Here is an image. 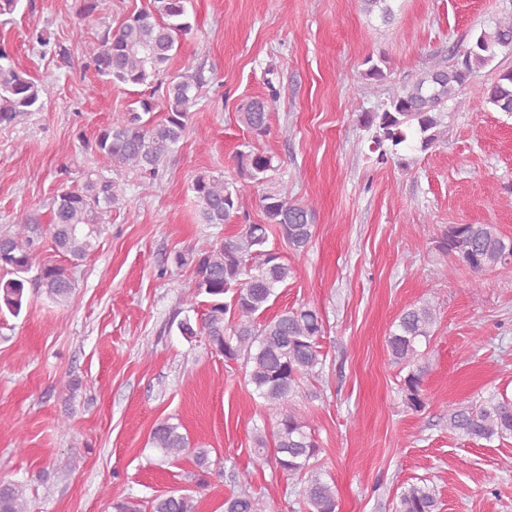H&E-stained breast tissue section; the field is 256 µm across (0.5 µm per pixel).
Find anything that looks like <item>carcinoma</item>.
I'll use <instances>...</instances> for the list:
<instances>
[{
  "mask_svg": "<svg viewBox=\"0 0 512 512\" xmlns=\"http://www.w3.org/2000/svg\"><path fill=\"white\" fill-rule=\"evenodd\" d=\"M189 0H153V6L127 16L118 26H105L98 48L84 67L92 68L106 82L123 85H155L162 91L160 102L139 100V108L118 114L100 127L86 144L91 153L110 163V169L86 171L77 190L62 191L51 202L50 219L42 226L31 213L18 217L13 230L0 234V311L20 315L26 301L27 284L33 282L58 304H66L74 281L68 270L54 263L38 267L34 279L25 277L36 265L43 233H48L57 251L77 264L92 252L104 229L108 212L126 201L123 176L133 174L141 187L155 184L164 160L176 151L188 132L191 109L205 84L202 65L187 57L179 70L168 65L177 54L179 39L191 33ZM111 0H83L85 16L105 14ZM32 39L62 58L68 49L50 41L43 29H34ZM512 51V19H504L475 35L456 64H437L411 84L388 96L378 112L361 115L370 133V152L376 163L397 161L401 152L415 148L425 152L448 134L444 114L448 101L459 95L469 78L490 65L497 53ZM50 85L32 78L16 66L9 50L0 45V126L16 124L44 109ZM512 113V69L497 80L479 102ZM161 120L145 115L155 109ZM270 104L252 99L238 113L240 123L256 138L269 133ZM274 169L273 156L249 149L236 154L238 178L264 182ZM192 191L203 224H232L239 211V197L223 178L198 176ZM263 222L241 224L238 231L206 244L197 251L177 252L173 263L193 265V289L187 294V311L204 310L200 317L185 316L178 323L188 338L203 336L212 352L243 362L244 380L275 417L271 432L253 436L254 458L260 465L300 477L296 491L304 512H339L336 489L318 466L321 448L304 412L291 405L305 385L319 379L326 363L321 348L323 322L318 310L302 305L285 308L272 317L266 312L278 297L277 290L295 278L296 270L269 247V237L279 239L295 255H302L313 235L314 211L293 199L288 187L260 199ZM437 248L452 255L474 276L494 272L512 277V238L495 224H450ZM203 300H198V297ZM437 321L429 301L406 305L388 334V349L400 364L409 367L402 387L406 408L425 409L424 378L427 367L420 363L421 346L429 344ZM448 431L464 438L491 443L512 438V398L491 393L468 404L448 407ZM151 445L163 461L177 462L189 448L188 435L179 423L158 421L150 435ZM198 468L197 487L208 484L211 474L209 450L194 452ZM435 489L412 484L398 496L395 512H436ZM114 512H196L193 496L164 494L144 505L125 498L113 502ZM0 512H26L25 491L19 483L0 481ZM224 512H276L274 499L256 497L246 490L224 500Z\"/></svg>",
  "mask_w": 512,
  "mask_h": 512,
  "instance_id": "cac0c4a2",
  "label": "carcinoma"
}]
</instances>
